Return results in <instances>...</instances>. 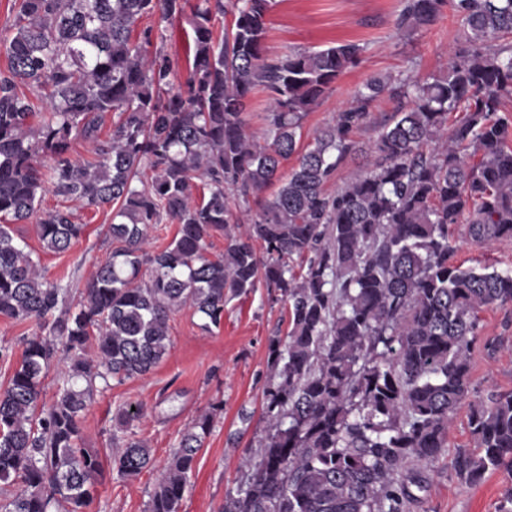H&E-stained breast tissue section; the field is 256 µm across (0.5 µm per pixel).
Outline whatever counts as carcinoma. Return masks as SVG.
<instances>
[{"mask_svg":"<svg viewBox=\"0 0 512 512\" xmlns=\"http://www.w3.org/2000/svg\"><path fill=\"white\" fill-rule=\"evenodd\" d=\"M449 3L461 29L442 71L368 79L301 147L307 112L363 48L267 56L273 0H19L0 38V316L32 319L42 334L0 390V484H22L0 512H83L101 472L79 448L96 379L148 374L169 349L174 310L188 305L216 327L224 302L261 283L286 305L288 331L269 340L263 448L243 459L246 478L222 512H406L464 404L476 450L457 449L450 471L466 486L502 472L495 512H512V392L482 396L470 380L479 313L512 306V271L463 266L448 237L466 224L478 245L512 238V0H406L397 26L427 27ZM187 11L193 64L177 84L150 34L132 33L145 16ZM258 88L268 94L262 133L244 119ZM383 95L398 107L367 169L326 192ZM78 140L93 144L91 158L71 157ZM198 180L208 194L196 200ZM47 191L112 211L116 247L75 307L7 225L34 222L47 250H69L83 225L67 206L41 210ZM228 191L256 206L234 233ZM168 222L176 236L147 252L148 229ZM220 232L227 244L211 259ZM295 258L307 259L298 276ZM144 263L152 274L138 283ZM60 351L68 370L46 409L42 379ZM140 415L116 416L128 433L113 456L122 477L152 461L132 435ZM215 416L185 429L147 512H178Z\"/></svg>","mask_w":512,"mask_h":512,"instance_id":"obj_1","label":"carcinoma"}]
</instances>
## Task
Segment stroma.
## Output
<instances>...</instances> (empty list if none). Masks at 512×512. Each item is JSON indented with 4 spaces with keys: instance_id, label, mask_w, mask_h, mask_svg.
I'll return each instance as SVG.
<instances>
[{
    "instance_id": "stroma-1",
    "label": "stroma",
    "mask_w": 512,
    "mask_h": 512,
    "mask_svg": "<svg viewBox=\"0 0 512 512\" xmlns=\"http://www.w3.org/2000/svg\"><path fill=\"white\" fill-rule=\"evenodd\" d=\"M402 6L403 0H275L265 41L270 54L339 43L364 48L360 64L347 70L333 94L304 118L302 143H310L367 79L408 69L425 78L443 68L458 36V17L447 6L432 25L407 33L396 26ZM156 25L162 28L164 49L174 63L177 81H185L191 58L189 17L177 16L161 24L149 16L138 27ZM396 107V102L385 97L373 103L370 122L354 135L359 155L337 170L327 191H336L353 173L363 170L364 152ZM75 213L84 232L66 253L44 251L33 223L13 225L12 235L38 257L46 281L69 284L77 297L96 267L110 256L112 245L110 209L79 206ZM451 235L458 247V262L512 269V239L479 246L471 241L464 224L452 225ZM168 325L170 349L153 372L121 384H95L82 419L81 446L100 458L103 470L86 512H146L149 493L182 432L212 404L223 403L224 409L196 457L179 512H220L227 492L243 476L242 458L260 452L266 434L262 403L270 380L268 344L275 332L287 328L285 305L272 301L266 288L260 287L226 303L220 326L204 329L202 317L188 307L174 311ZM37 331L35 322L0 317V346L9 350L8 357L0 358V389L7 386L21 360L24 338ZM492 340L500 343L494 352L486 347ZM471 381L482 393L512 391V307H489L481 312L479 336L471 350ZM131 406L143 411L133 430L151 449L152 463L139 476L123 479L112 467L111 448L118 435L113 417ZM467 414V408L458 410L436 472L429 476L410 512H495L505 489L502 473L489 474L473 487L459 484L448 474L454 451L473 445Z\"/></svg>"
}]
</instances>
